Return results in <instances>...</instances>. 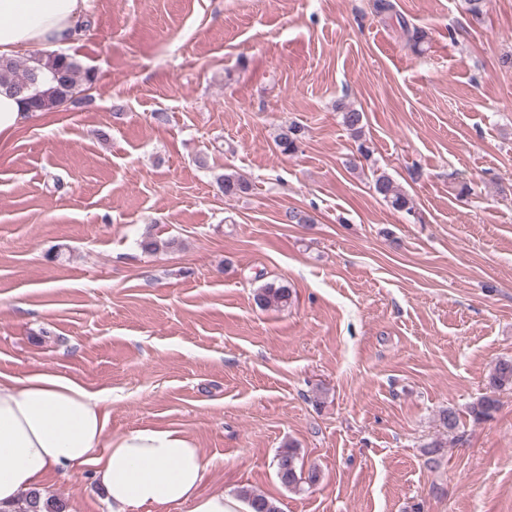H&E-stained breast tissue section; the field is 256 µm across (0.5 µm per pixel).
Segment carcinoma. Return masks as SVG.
Returning <instances> with one entry per match:
<instances>
[{
  "mask_svg": "<svg viewBox=\"0 0 512 512\" xmlns=\"http://www.w3.org/2000/svg\"><path fill=\"white\" fill-rule=\"evenodd\" d=\"M94 81V74L83 69L74 57L65 53H38L23 62L15 58L0 57V86L22 96L33 112L60 111L74 102L82 86H90ZM336 110L341 114L342 125L354 141L358 142L357 151L361 158L369 159L372 150L362 141L365 113L343 101L336 102ZM301 137L302 128L291 124L276 137L275 144L281 153H292L297 149V142ZM217 183L228 197L247 190L246 182L235 172L220 176ZM372 189L376 196L393 209L408 213L413 210L412 199L387 172L381 171L375 175ZM175 245V240H162L151 233L145 234L140 241L141 250L148 254H154L163 248H173ZM254 300L262 308L285 306L291 300V291L286 285L268 283L259 288ZM505 390H512V358H502L494 364L485 379V393L471 404L470 415L476 420L491 417L498 408L497 394ZM276 468L280 483L287 489H297L303 482L312 486L319 480V475L314 470L305 478L297 471V454L293 447L278 454ZM245 498L252 512H279L276 504L262 494H247ZM64 509L65 505L61 500L49 496L42 501L40 495L32 493L21 499L17 512H64Z\"/></svg>",
  "mask_w": 512,
  "mask_h": 512,
  "instance_id": "obj_1",
  "label": "carcinoma"
}]
</instances>
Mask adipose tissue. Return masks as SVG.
Here are the masks:
<instances>
[{
  "mask_svg": "<svg viewBox=\"0 0 512 512\" xmlns=\"http://www.w3.org/2000/svg\"><path fill=\"white\" fill-rule=\"evenodd\" d=\"M87 0H0V57L75 42ZM107 395L48 369L0 379V512L41 490L49 472L90 464L112 512H251L221 490L202 493L205 462L178 429L142 427L109 438Z\"/></svg>",
  "mask_w": 512,
  "mask_h": 512,
  "instance_id": "adipose-tissue-1",
  "label": "adipose tissue"
}]
</instances>
